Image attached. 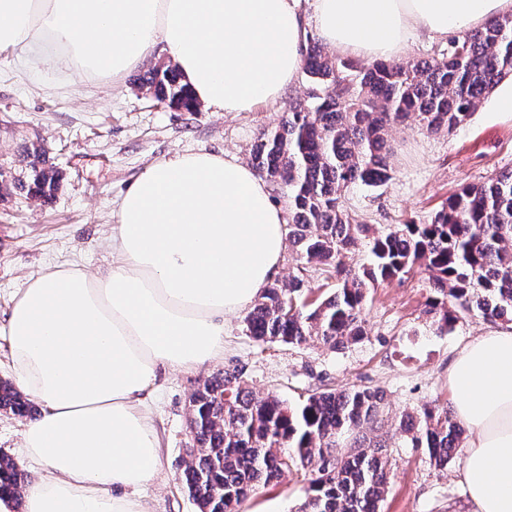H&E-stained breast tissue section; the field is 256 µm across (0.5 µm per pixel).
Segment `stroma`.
Here are the masks:
<instances>
[{"label":"stroma","mask_w":512,"mask_h":512,"mask_svg":"<svg viewBox=\"0 0 512 512\" xmlns=\"http://www.w3.org/2000/svg\"><path fill=\"white\" fill-rule=\"evenodd\" d=\"M165 58L153 49L143 67L117 79L81 80L64 72L27 73L10 52H0V176L32 179L27 152L43 146L61 180L52 201L19 191L0 199V324L27 278L59 263L92 273L106 270V241L116 203L147 166L189 152L249 161L257 140L307 100L313 88L305 72L277 100L249 112H185L160 103L139 84L144 69ZM391 178L381 187H355L348 207L384 230L423 223L466 184L512 171V113L495 112L483 98L471 121L431 135L417 125L394 128ZM429 275H409L369 289L364 309L368 334L343 350L317 342L299 346L258 343L246 312L227 319L224 352L215 361L176 370L161 380L150 421L162 451L163 471L140 495L147 512H196L181 482L192 393L225 370L241 372L256 393L275 392L288 403L314 390L367 387L384 392L392 410L425 403L453 406L448 362L456 350L490 330L477 314L463 315L448 334L434 331L426 313ZM392 462L382 512H470L459 480L462 456L443 469L430 466L423 449L390 441ZM305 484L297 473L246 501L240 512H295Z\"/></svg>","instance_id":"35a3bbf8"}]
</instances>
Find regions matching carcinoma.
Listing matches in <instances>:
<instances>
[{"label": "carcinoma", "mask_w": 512, "mask_h": 512, "mask_svg": "<svg viewBox=\"0 0 512 512\" xmlns=\"http://www.w3.org/2000/svg\"><path fill=\"white\" fill-rule=\"evenodd\" d=\"M305 72L316 83L310 100L291 107L255 145L251 164L284 200L296 275L270 283L246 318L258 342L300 345L316 340L345 348L367 335V289L409 272L427 271L435 296L426 313L441 335L463 314L512 321V171L480 185H464L424 224H397L376 232L344 205L356 185L379 187L391 178L389 132L409 119L429 134L466 125L477 103L512 76V17L448 40L447 49L418 61L358 65L307 38ZM140 86L152 97L189 112L196 103L170 64L151 68ZM28 191L52 199L60 176L46 152H29ZM369 260L354 263L358 242ZM338 276L327 297L309 299L312 265ZM0 409L31 413L8 382H0ZM395 430L443 469L461 447L466 429L451 412L423 404L399 415L381 391L345 388L315 392L289 404L273 392H253L226 372L194 394L191 443L183 486L197 512H237L261 489L293 469L309 473L298 512H381L388 444L370 435ZM352 450L339 453L343 437ZM24 475L0 455V498H21Z\"/></svg>", "instance_id": "obj_1"}]
</instances>
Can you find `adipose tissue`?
<instances>
[{
  "instance_id": "ef3b65f1",
  "label": "adipose tissue",
  "mask_w": 512,
  "mask_h": 512,
  "mask_svg": "<svg viewBox=\"0 0 512 512\" xmlns=\"http://www.w3.org/2000/svg\"><path fill=\"white\" fill-rule=\"evenodd\" d=\"M301 0H0V51L31 70L120 77L161 47L216 112H248L295 81L306 38ZM320 39L392 60L512 15V0H313ZM285 218L250 167L186 153L146 167L123 193L99 275L49 266L7 318L17 388L39 405L20 454L35 466L24 512H145L161 469L148 409L163 370L224 350L227 316L278 268ZM468 431L461 480L471 512H512V326L462 345L448 364Z\"/></svg>"
}]
</instances>
